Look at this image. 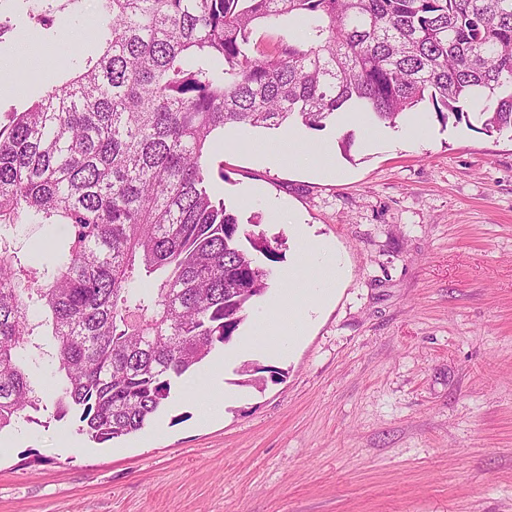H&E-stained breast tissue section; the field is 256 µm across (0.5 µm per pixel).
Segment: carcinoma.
Wrapping results in <instances>:
<instances>
[{
	"instance_id": "obj_1",
	"label": "carcinoma",
	"mask_w": 512,
	"mask_h": 512,
	"mask_svg": "<svg viewBox=\"0 0 512 512\" xmlns=\"http://www.w3.org/2000/svg\"><path fill=\"white\" fill-rule=\"evenodd\" d=\"M97 58L0 124V431L40 411L22 353L56 340L54 416L98 444L136 433L229 343L278 259L225 203L224 131H321L344 107L394 125L512 130V0H99ZM308 32L272 44L260 24ZM18 224L59 227L25 259ZM49 255L57 269L43 283Z\"/></svg>"
}]
</instances>
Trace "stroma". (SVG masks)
Returning a JSON list of instances; mask_svg holds the SVG:
<instances>
[{"mask_svg": "<svg viewBox=\"0 0 512 512\" xmlns=\"http://www.w3.org/2000/svg\"><path fill=\"white\" fill-rule=\"evenodd\" d=\"M97 9L0 0L1 113L41 93L12 77L22 43L99 56ZM38 15L52 26L34 29ZM411 114L426 130L406 142L383 124L308 131L338 180L257 161L247 142L272 130L227 133L212 151L225 202L281 254L231 347L286 287L295 225L339 255L333 299L302 343L226 357L211 421L203 365L110 444L48 411L0 431V512H512V133ZM40 344L27 369L51 405L64 375L50 329Z\"/></svg>", "mask_w": 512, "mask_h": 512, "instance_id": "35a3bbf8", "label": "stroma"}]
</instances>
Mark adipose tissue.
Instances as JSON below:
<instances>
[{
	"mask_svg": "<svg viewBox=\"0 0 512 512\" xmlns=\"http://www.w3.org/2000/svg\"><path fill=\"white\" fill-rule=\"evenodd\" d=\"M254 153L274 165L294 163L308 155L303 139L292 128L283 130L273 143L255 145ZM342 275L341 262L330 245L297 230L296 259L283 273L288 288L277 294L270 313L255 323L243 349L274 354L284 344L302 340L322 306L333 297Z\"/></svg>",
	"mask_w": 512,
	"mask_h": 512,
	"instance_id": "obj_1",
	"label": "adipose tissue"
}]
</instances>
